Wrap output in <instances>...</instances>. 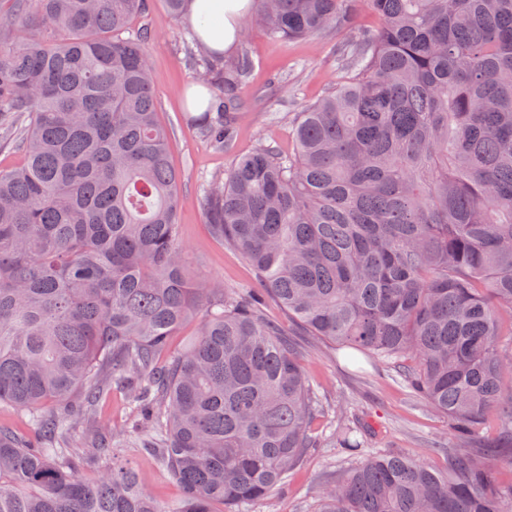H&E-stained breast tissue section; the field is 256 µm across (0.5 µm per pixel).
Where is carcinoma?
Segmentation results:
<instances>
[{"label":"carcinoma","instance_id":"carcinoma-1","mask_svg":"<svg viewBox=\"0 0 512 512\" xmlns=\"http://www.w3.org/2000/svg\"><path fill=\"white\" fill-rule=\"evenodd\" d=\"M362 2L374 32L355 0H257L246 36L346 32V79L296 113L293 151L259 140L201 206L288 317L402 365L456 434L446 471L368 455L347 424L315 432L322 398L262 295L190 275L149 0H0V118L27 119L25 163L0 170V405L37 427L0 426V512H240L324 443L360 461L313 512H504L493 460L512 447L475 439L492 408L512 437V0ZM196 66L221 90L202 133L230 154L252 60ZM115 384L181 501L158 503L109 443L91 482L57 448Z\"/></svg>","mask_w":512,"mask_h":512}]
</instances>
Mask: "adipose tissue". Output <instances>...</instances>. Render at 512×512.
<instances>
[{
  "label": "adipose tissue",
  "mask_w": 512,
  "mask_h": 512,
  "mask_svg": "<svg viewBox=\"0 0 512 512\" xmlns=\"http://www.w3.org/2000/svg\"><path fill=\"white\" fill-rule=\"evenodd\" d=\"M249 0H186L185 20L200 35L202 46L221 57L232 52Z\"/></svg>",
  "instance_id": "1"
}]
</instances>
